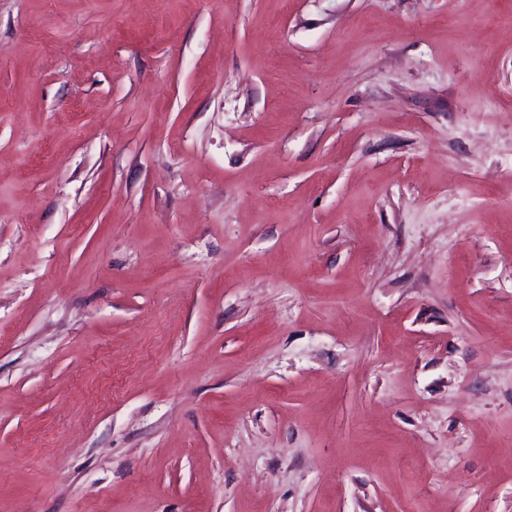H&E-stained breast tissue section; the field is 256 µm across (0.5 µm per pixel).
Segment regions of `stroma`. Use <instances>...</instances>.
Here are the masks:
<instances>
[{
  "label": "stroma",
  "mask_w": 512,
  "mask_h": 512,
  "mask_svg": "<svg viewBox=\"0 0 512 512\" xmlns=\"http://www.w3.org/2000/svg\"><path fill=\"white\" fill-rule=\"evenodd\" d=\"M0 512H512V0H0Z\"/></svg>",
  "instance_id": "obj_1"
}]
</instances>
